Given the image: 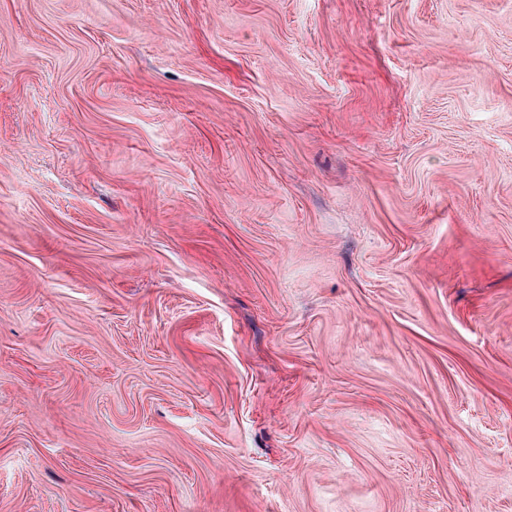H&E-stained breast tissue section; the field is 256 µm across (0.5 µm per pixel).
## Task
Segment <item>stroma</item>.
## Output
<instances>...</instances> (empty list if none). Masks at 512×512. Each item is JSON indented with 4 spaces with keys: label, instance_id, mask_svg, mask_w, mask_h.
I'll use <instances>...</instances> for the list:
<instances>
[{
    "label": "stroma",
    "instance_id": "35a3bbf8",
    "mask_svg": "<svg viewBox=\"0 0 512 512\" xmlns=\"http://www.w3.org/2000/svg\"><path fill=\"white\" fill-rule=\"evenodd\" d=\"M0 512H512V0H0Z\"/></svg>",
    "mask_w": 512,
    "mask_h": 512
}]
</instances>
